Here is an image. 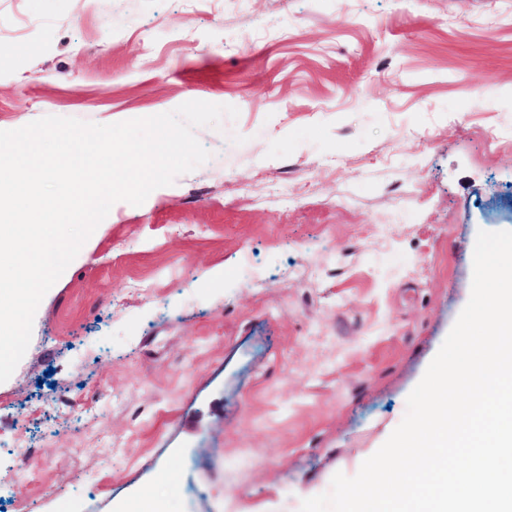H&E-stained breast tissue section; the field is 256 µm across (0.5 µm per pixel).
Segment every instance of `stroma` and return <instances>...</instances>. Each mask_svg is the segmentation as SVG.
Instances as JSON below:
<instances>
[{
	"label": "stroma",
	"instance_id": "stroma-1",
	"mask_svg": "<svg viewBox=\"0 0 512 512\" xmlns=\"http://www.w3.org/2000/svg\"><path fill=\"white\" fill-rule=\"evenodd\" d=\"M0 130L199 100L0 383V512H290L355 476L512 231V0H0ZM35 45V52L21 49ZM29 458L33 481L12 475Z\"/></svg>",
	"mask_w": 512,
	"mask_h": 512
}]
</instances>
